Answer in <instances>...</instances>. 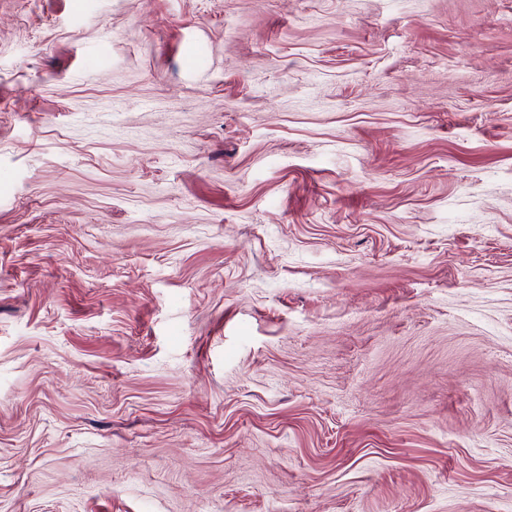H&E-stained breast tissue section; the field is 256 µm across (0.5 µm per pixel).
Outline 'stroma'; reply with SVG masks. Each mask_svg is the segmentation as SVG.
Listing matches in <instances>:
<instances>
[{
	"mask_svg": "<svg viewBox=\"0 0 512 512\" xmlns=\"http://www.w3.org/2000/svg\"><path fill=\"white\" fill-rule=\"evenodd\" d=\"M0 512H512V0H0Z\"/></svg>",
	"mask_w": 512,
	"mask_h": 512,
	"instance_id": "obj_1",
	"label": "stroma"
}]
</instances>
